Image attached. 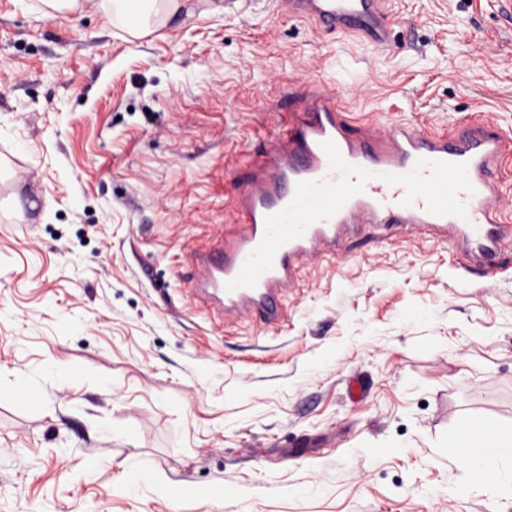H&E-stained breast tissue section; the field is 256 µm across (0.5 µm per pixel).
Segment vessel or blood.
Here are the masks:
<instances>
[{"label":"vessel or blood","instance_id":"b4317fda","mask_svg":"<svg viewBox=\"0 0 512 512\" xmlns=\"http://www.w3.org/2000/svg\"><path fill=\"white\" fill-rule=\"evenodd\" d=\"M278 2L282 15L324 32L390 46L388 0ZM344 112L341 88L325 83L289 114L236 185L237 232L191 258L199 302L283 326L299 270L367 224L440 230L479 262L512 240V197L492 176L512 140L484 121H461L455 132L378 119L355 128Z\"/></svg>","mask_w":512,"mask_h":512}]
</instances>
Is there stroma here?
I'll use <instances>...</instances> for the list:
<instances>
[{"instance_id":"1","label":"stroma","mask_w":512,"mask_h":512,"mask_svg":"<svg viewBox=\"0 0 512 512\" xmlns=\"http://www.w3.org/2000/svg\"><path fill=\"white\" fill-rule=\"evenodd\" d=\"M389 11L380 53L277 0H185L139 39L89 2L0 0V512H512L493 472L439 452L512 426V245L491 278L431 236L365 229L304 271L277 328L190 290L193 251L232 231L238 179L312 86L361 83L354 118L483 111L512 138L505 0ZM142 463L156 483L130 493Z\"/></svg>"}]
</instances>
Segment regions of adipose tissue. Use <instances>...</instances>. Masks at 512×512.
Masks as SVG:
<instances>
[{"mask_svg":"<svg viewBox=\"0 0 512 512\" xmlns=\"http://www.w3.org/2000/svg\"><path fill=\"white\" fill-rule=\"evenodd\" d=\"M183 0H91L102 13L107 24L134 37H142L166 27L178 14ZM485 431L492 435L493 456H486L478 449L474 435L449 437L441 452L446 456L456 455L459 449H467V464L470 470L496 473L501 488L512 491V430L499 423L488 422Z\"/></svg>","mask_w":512,"mask_h":512,"instance_id":"adipose-tissue-1","label":"adipose tissue"}]
</instances>
